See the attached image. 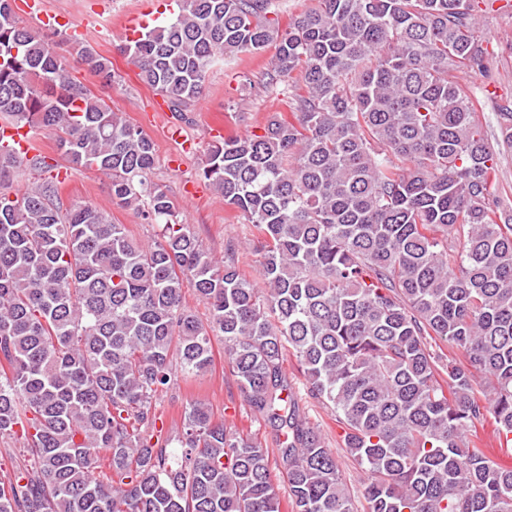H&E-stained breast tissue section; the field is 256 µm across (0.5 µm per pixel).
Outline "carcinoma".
Wrapping results in <instances>:
<instances>
[{
  "instance_id": "carcinoma-1",
  "label": "carcinoma",
  "mask_w": 512,
  "mask_h": 512,
  "mask_svg": "<svg viewBox=\"0 0 512 512\" xmlns=\"http://www.w3.org/2000/svg\"><path fill=\"white\" fill-rule=\"evenodd\" d=\"M273 0H181L127 46L180 120L214 63L276 48L259 84L299 89L293 120L209 146L198 174L252 224L258 288L240 246L205 250L167 190L155 144L66 79L51 44L0 0V120L57 134L73 168L156 227L149 245L51 179L5 184L41 155L0 148V437L31 456L0 482V512H282L269 452L191 406L180 450L151 443L153 396L212 364L224 338L242 401L270 427L291 512H359L336 455L288 380L336 417L366 471V512H512V209L499 157L456 73L486 67L481 13L497 0H315L280 31ZM78 54L113 83L112 62ZM512 148V108L497 113ZM193 283L204 327L183 301ZM439 339L460 352L445 358ZM106 452L115 483L93 476Z\"/></svg>"
}]
</instances>
